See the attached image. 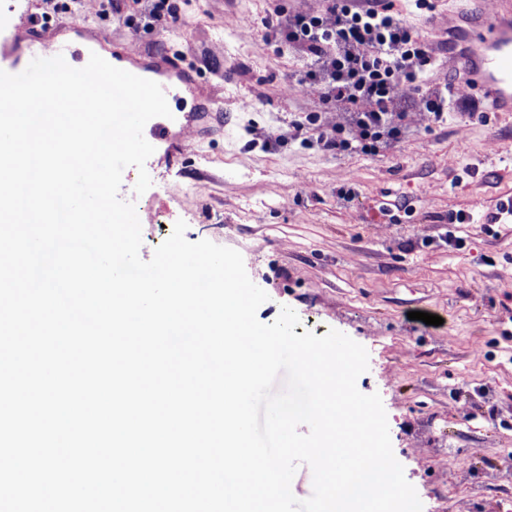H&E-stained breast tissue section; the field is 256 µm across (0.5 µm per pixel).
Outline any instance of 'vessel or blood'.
<instances>
[{
  "mask_svg": "<svg viewBox=\"0 0 512 512\" xmlns=\"http://www.w3.org/2000/svg\"><path fill=\"white\" fill-rule=\"evenodd\" d=\"M448 36L462 50L457 70L465 82L495 111L512 112V0H497L493 15L462 13L448 24ZM111 47L110 64L159 83L171 117L147 122L143 135L154 148L175 157L184 128H209L214 118V101L201 92L195 72L181 54H132L121 42L90 31L77 21L57 29L40 25L29 17L0 16V70L17 74L36 57L63 55L65 59H89L92 52Z\"/></svg>",
  "mask_w": 512,
  "mask_h": 512,
  "instance_id": "obj_1",
  "label": "vessel or blood"
}]
</instances>
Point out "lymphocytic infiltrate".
<instances>
[{
  "label": "lymphocytic infiltrate",
  "instance_id": "lymphocytic-infiltrate-1",
  "mask_svg": "<svg viewBox=\"0 0 512 512\" xmlns=\"http://www.w3.org/2000/svg\"><path fill=\"white\" fill-rule=\"evenodd\" d=\"M101 14L119 16L132 31L152 30L179 20V0H99ZM268 42L300 55L299 83L320 89L317 111L304 113L274 145L302 133L336 156L379 152L399 142L408 111L433 113L447 122L453 109L447 85L426 87L449 43L425 41L394 9L392 0H319L316 7L290 13L274 6L265 17Z\"/></svg>",
  "mask_w": 512,
  "mask_h": 512
}]
</instances>
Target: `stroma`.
Listing matches in <instances>:
<instances>
[{"instance_id":"1","label":"stroma","mask_w":512,"mask_h":512,"mask_svg":"<svg viewBox=\"0 0 512 512\" xmlns=\"http://www.w3.org/2000/svg\"><path fill=\"white\" fill-rule=\"evenodd\" d=\"M412 0L395 9L427 39L460 5L491 14L494 0ZM270 0H186L167 28L136 33L76 0L51 24L76 20L135 53L182 51L221 113L208 137L181 135L174 161L136 168L119 191L134 202L142 259L172 233L239 251L268 295L257 310L274 322L297 313L296 334L338 330L364 346L362 393H379L392 449L423 512H512V224L449 225L452 210L488 212L512 193V112L490 123L455 114L447 123L409 113L405 137L379 155L334 156L264 135L316 111L317 87L297 85L302 62L266 42ZM351 190L348 198L338 189ZM467 247L449 249L448 234ZM412 311L440 316L433 326Z\"/></svg>"}]
</instances>
